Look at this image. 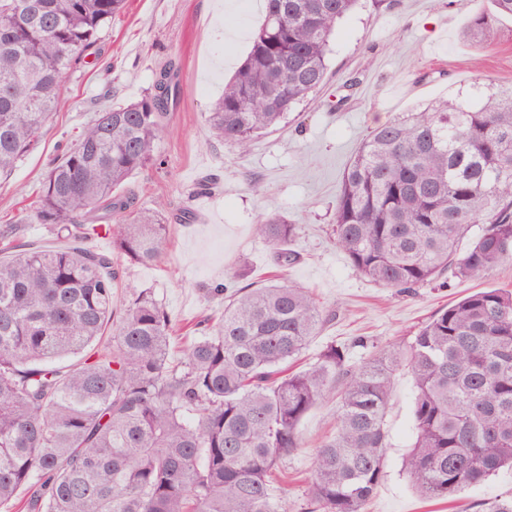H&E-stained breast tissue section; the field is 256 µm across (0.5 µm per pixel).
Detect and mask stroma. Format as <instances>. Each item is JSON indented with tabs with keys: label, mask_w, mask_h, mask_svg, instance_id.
Returning a JSON list of instances; mask_svg holds the SVG:
<instances>
[{
	"label": "stroma",
	"mask_w": 512,
	"mask_h": 512,
	"mask_svg": "<svg viewBox=\"0 0 512 512\" xmlns=\"http://www.w3.org/2000/svg\"><path fill=\"white\" fill-rule=\"evenodd\" d=\"M487 6V0H358L332 37L325 86L243 154L211 142L205 117L236 63L250 51L263 19L260 0H128L86 63L67 75L41 147L0 180V224H24L26 242L40 250L71 247V240L47 225L29 221L49 163L74 143L99 109L139 101L155 71L172 60L179 68L180 107L158 143L157 166L137 174L130 185L143 208L186 200L194 216L190 223L171 226L163 261L139 265L118 256L124 273L114 290L115 305H122L130 290L151 289L174 318L170 355L180 358L196 336V324L223 310V298L209 290L224 282L231 265L247 264L256 288L275 274L254 226L279 209L301 227L293 244L301 259L285 276L310 288L331 314L303 363L314 362L331 341L350 345L355 366L376 350L406 347L438 310L478 287L512 289V264L495 268L479 283L452 278L447 287L433 284L404 295L357 274L328 228L343 172L371 130L448 99L479 72L512 85L511 19H501V38L485 49H472L461 37L464 21ZM350 76L357 85L341 107L329 110ZM212 177L219 191L196 194L198 184ZM252 180L260 183L261 194L248 189ZM413 397L412 376L400 370L386 417L384 477L364 512H482L483 503L512 492V473L503 472L466 489L450 505L418 497L403 467L414 438ZM335 410V397L327 396L301 425L305 446L285 462L279 481L290 512L305 500L315 451L332 431Z\"/></svg>",
	"instance_id": "1"
}]
</instances>
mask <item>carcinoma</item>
Returning a JSON list of instances; mask_svg holds the SVG:
<instances>
[{"label": "carcinoma", "instance_id": "cac0c4a2", "mask_svg": "<svg viewBox=\"0 0 512 512\" xmlns=\"http://www.w3.org/2000/svg\"><path fill=\"white\" fill-rule=\"evenodd\" d=\"M356 2L266 0L245 61L208 113L213 139L245 153L321 89L330 38ZM490 4L462 30L479 50L512 18V0ZM125 5L0 0L1 179L39 147L65 74ZM178 96L170 60L141 100L96 112L47 168L32 221L73 240L105 222L130 262L161 260L170 224L193 211L138 210L128 182L155 163ZM255 232L276 266L297 263L299 225L272 210ZM18 233L0 226V512H288L279 473L331 391L335 431L316 450L300 512H363L384 476L402 368L415 387L404 466L421 498L453 499L512 468V290L448 304L404 352L352 366L349 346L330 342L296 371L329 318L298 283L246 285L174 360L175 323L152 291L114 306L112 255L27 248ZM330 235L358 274L403 292L511 263L512 86L479 74L469 95L374 128L343 173Z\"/></svg>", "mask_w": 512, "mask_h": 512}]
</instances>
